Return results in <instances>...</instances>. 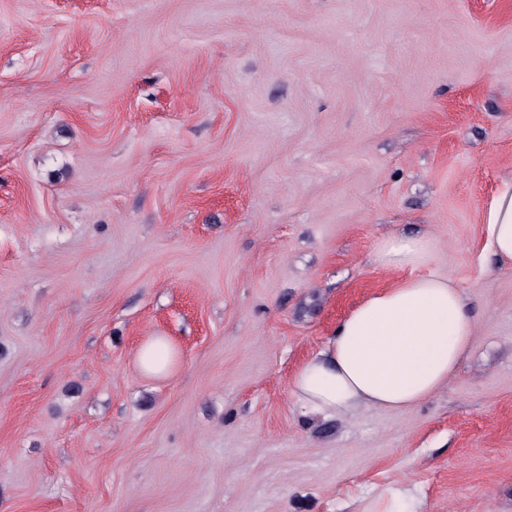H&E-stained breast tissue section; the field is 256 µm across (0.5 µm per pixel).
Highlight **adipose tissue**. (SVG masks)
<instances>
[{"label":"adipose tissue","mask_w":512,"mask_h":512,"mask_svg":"<svg viewBox=\"0 0 512 512\" xmlns=\"http://www.w3.org/2000/svg\"><path fill=\"white\" fill-rule=\"evenodd\" d=\"M496 255L512 260V186L485 217ZM429 258L421 237H390L376 248L384 267L407 268ZM473 322L448 277L419 276L378 291L338 325L326 348L293 380L307 413L352 417L364 408L405 409L440 391L468 349Z\"/></svg>","instance_id":"1"}]
</instances>
